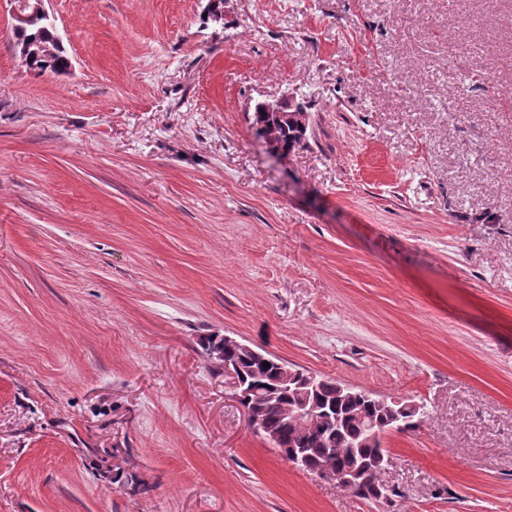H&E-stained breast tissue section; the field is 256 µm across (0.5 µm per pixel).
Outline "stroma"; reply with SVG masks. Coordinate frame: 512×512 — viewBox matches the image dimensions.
I'll list each match as a JSON object with an SVG mask.
<instances>
[{"instance_id": "35a3bbf8", "label": "stroma", "mask_w": 512, "mask_h": 512, "mask_svg": "<svg viewBox=\"0 0 512 512\" xmlns=\"http://www.w3.org/2000/svg\"><path fill=\"white\" fill-rule=\"evenodd\" d=\"M0 0V512H512V0ZM310 115L273 157L257 103ZM222 336L422 404L364 499ZM13 2L16 4L12 13L14 22L11 25L14 49L30 46L33 54L30 60L32 70L39 72L50 70L56 73L65 71L69 61L57 43L55 33L51 29L32 26L38 22H46L56 30L54 19L45 8V0ZM22 27L26 28L13 31Z\"/></svg>"}]
</instances>
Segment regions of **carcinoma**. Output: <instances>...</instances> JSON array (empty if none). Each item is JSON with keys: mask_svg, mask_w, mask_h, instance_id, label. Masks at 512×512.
I'll return each mask as SVG.
<instances>
[{"mask_svg": "<svg viewBox=\"0 0 512 512\" xmlns=\"http://www.w3.org/2000/svg\"><path fill=\"white\" fill-rule=\"evenodd\" d=\"M13 47H28L32 51V69L56 73L65 71L69 65L50 29L29 26L12 32ZM253 124L266 140L280 145L282 155L287 156L305 146L300 139L298 122L267 119L256 110ZM222 362L239 367L241 387L236 393L243 394V400L256 408L255 419L250 427L257 434L267 438L277 435L273 445L283 458L295 463L290 448L306 451L303 468L322 477L330 472L349 467H359L380 453L387 452L383 446L385 435L402 425L410 431L419 427L424 418L421 410H414L405 404L395 405L391 397L371 394L367 397L360 392L345 400L337 388L338 382L326 377H317V387H287L279 368H268L255 361L251 355L237 347L224 348ZM306 391L309 402L315 407V415L308 420H295L286 416L293 404L296 392ZM401 407L406 410L399 420L392 419L387 408ZM376 422L377 438L369 441L366 425Z\"/></svg>", "mask_w": 512, "mask_h": 512, "instance_id": "carcinoma-1", "label": "carcinoma"}]
</instances>
